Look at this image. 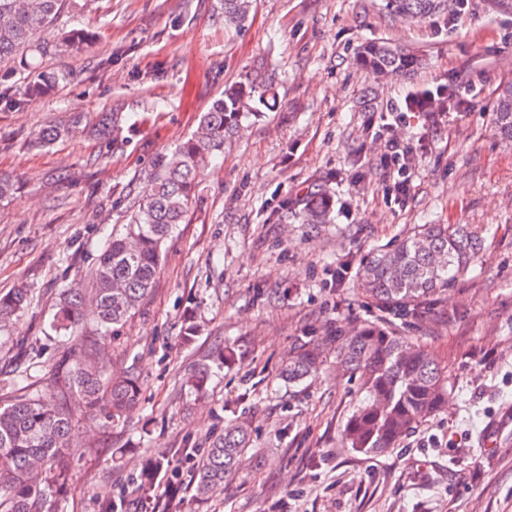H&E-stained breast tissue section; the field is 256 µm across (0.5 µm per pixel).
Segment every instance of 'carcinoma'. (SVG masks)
<instances>
[{
  "label": "carcinoma",
  "mask_w": 512,
  "mask_h": 512,
  "mask_svg": "<svg viewBox=\"0 0 512 512\" xmlns=\"http://www.w3.org/2000/svg\"><path fill=\"white\" fill-rule=\"evenodd\" d=\"M456 0H386L385 9L409 23L423 22L453 10ZM75 0H0V62L27 52L44 55L63 47L77 50L91 43L83 28L64 32L54 44L40 41L61 13ZM251 0H224V25L239 28L247 20ZM362 61L375 73L410 68L413 57L384 43L369 42L360 50ZM254 93L251 84H233L201 114L196 128L174 151L159 156L150 172L152 190L130 216L126 231L103 245L91 276L93 288H65L59 294L52 326L78 335L88 321L104 330L70 347L52 363L47 376L31 374L33 363L10 370L19 395L0 402V512H59L70 491L69 450L77 447L69 402L80 400L92 415L119 422L140 402L142 383L134 366L107 372L111 346L106 334L121 329L152 293L159 275L163 247L182 223L195 200L200 178L224 144L238 134ZM494 124L501 139L512 141V81L502 84ZM81 116L34 131L30 140L47 146L79 132ZM118 113L104 116L96 131L118 139ZM330 200L315 193L306 204L310 224H324ZM478 232L457 224H424L390 250L373 251L359 262L358 284L382 316L348 333L331 331L336 342V368L358 382L365 399L347 421L343 443L361 453H382L411 429L439 412L448 395V371L425 347L385 325L386 315L418 314L463 275L481 250ZM30 304L28 289L0 295V320ZM324 347L299 341L282 364L281 378L299 384L323 365ZM210 369L205 363L185 380L204 393ZM250 428L237 422L224 429L197 461L195 496L209 500L226 478L247 461ZM167 468L156 458L140 474L139 496L154 493L155 473Z\"/></svg>",
  "instance_id": "carcinoma-1"
}]
</instances>
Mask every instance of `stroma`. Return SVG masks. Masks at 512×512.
Listing matches in <instances>:
<instances>
[{"instance_id": "obj_1", "label": "stroma", "mask_w": 512, "mask_h": 512, "mask_svg": "<svg viewBox=\"0 0 512 512\" xmlns=\"http://www.w3.org/2000/svg\"><path fill=\"white\" fill-rule=\"evenodd\" d=\"M382 0H253L243 28L224 25L220 0H84L45 40L82 25L80 51L0 67V174L19 188L0 203V294L28 288L31 303L0 323V370L14 346L47 366L73 340L51 327L61 289L85 288L104 241L123 232L147 193L155 157L195 128L225 86L272 76L268 107L205 171L183 224L166 244L150 298L112 337L113 364L135 366L142 399L122 424L70 404L78 446L62 512H101L157 457L182 477V512H512V145L493 117L512 79V11L468 0L398 24ZM380 41L415 55L417 70L377 77L357 50ZM65 73L41 95L37 76ZM431 91L400 135L409 193L392 199L378 127L408 97ZM80 112L122 115L121 150L76 135L33 146L29 135ZM330 196L327 224L303 221L315 189ZM422 224L477 229L469 272L424 313L390 325L448 369V405L396 448L362 454L341 435L365 397L328 357L299 385L279 367L301 340L374 320L356 288L359 260ZM194 314L201 331L182 336ZM231 361L214 362L223 345ZM211 360L204 395L182 380ZM248 420L255 459L205 503L194 457L227 423Z\"/></svg>"}]
</instances>
